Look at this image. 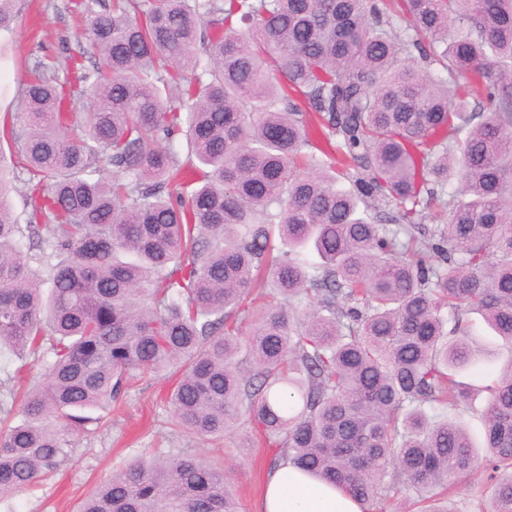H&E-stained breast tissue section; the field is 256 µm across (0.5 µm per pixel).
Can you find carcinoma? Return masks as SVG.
<instances>
[{
    "label": "carcinoma",
    "instance_id": "cac0c4a2",
    "mask_svg": "<svg viewBox=\"0 0 512 512\" xmlns=\"http://www.w3.org/2000/svg\"><path fill=\"white\" fill-rule=\"evenodd\" d=\"M76 7L100 56L85 111H62L42 61L0 122L15 155L0 150V355L30 359L0 399L18 418L0 432V500L69 461L134 378L168 375L187 437L226 440L239 421L362 512L395 490L448 512L475 470L445 415L477 363L464 315L512 345V0ZM16 14L0 0L1 31ZM184 70L196 88L177 99ZM101 153L122 180L89 178ZM20 172L43 194L24 224ZM375 202L398 229L362 216ZM435 202L447 223L419 238ZM309 247L319 263L299 258ZM484 391L482 480L512 512V363ZM229 481L178 450L133 461L77 512H239Z\"/></svg>",
    "mask_w": 512,
    "mask_h": 512
}]
</instances>
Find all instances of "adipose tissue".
I'll return each mask as SVG.
<instances>
[{
    "instance_id": "ef3b65f1",
    "label": "adipose tissue",
    "mask_w": 512,
    "mask_h": 512,
    "mask_svg": "<svg viewBox=\"0 0 512 512\" xmlns=\"http://www.w3.org/2000/svg\"><path fill=\"white\" fill-rule=\"evenodd\" d=\"M257 512H361V508L321 478L282 464L268 474Z\"/></svg>"
}]
</instances>
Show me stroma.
Returning <instances> with one entry per match:
<instances>
[{
	"mask_svg": "<svg viewBox=\"0 0 512 512\" xmlns=\"http://www.w3.org/2000/svg\"><path fill=\"white\" fill-rule=\"evenodd\" d=\"M18 7L11 31L0 34V115L16 110L26 71L39 61H55L59 77L66 78L74 57H81L88 66L96 60L78 37L71 0H19ZM466 319L472 325L470 339L480 369L460 373V381L473 390L472 398L466 408L449 412L448 417L464 422L481 459L486 453L482 413L487 394L483 386L512 357V350L491 335L479 313L469 312ZM168 387V381L161 377L135 383L96 428L76 437L70 461L56 476L0 500V512H75L95 484L124 464L178 448L206 459L223 460L233 481L239 512H256L273 449L255 438L244 447L233 439L211 443L183 436L170 424L171 409L165 401Z\"/></svg>",
	"mask_w": 512,
	"mask_h": 512,
	"instance_id": "stroma-1",
	"label": "stroma"
}]
</instances>
